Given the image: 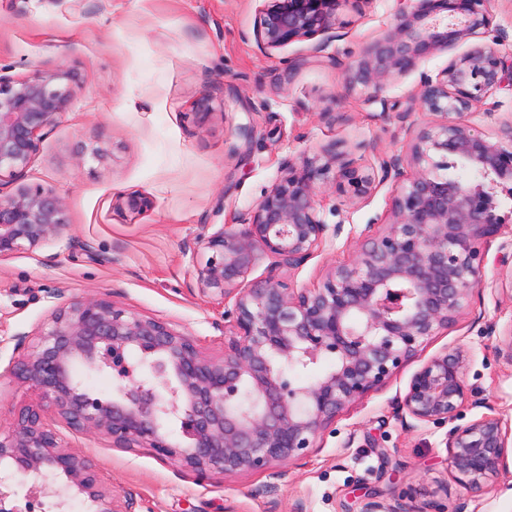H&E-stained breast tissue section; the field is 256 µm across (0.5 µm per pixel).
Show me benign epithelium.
Instances as JSON below:
<instances>
[{
	"label": "benign epithelium",
	"mask_w": 512,
	"mask_h": 512,
	"mask_svg": "<svg viewBox=\"0 0 512 512\" xmlns=\"http://www.w3.org/2000/svg\"><path fill=\"white\" fill-rule=\"evenodd\" d=\"M259 11L257 48L270 55L297 41L318 39L320 53L340 37L346 0H271ZM391 31L368 42L344 70L346 84L388 109L387 81L459 43L468 44L436 77L424 76L415 104L436 116L404 156L380 162L382 179L398 183L388 221L364 235L356 259L330 269L317 288H295L282 270L303 266L344 221L327 224L315 185L332 169L336 190L367 196L374 179L332 145L325 161L288 165L240 224H221L195 239L196 285L234 299L224 311V354L201 355L196 342L154 317L131 313L107 297H83L55 307L37 334H16L0 381L17 378L40 401L0 427V465L21 476L41 475L21 507L0 481V512H35L43 495L54 512H69L84 495L94 512H124L101 483L94 462L67 449L47 416L78 433H94L114 448H147L197 476L263 472L305 459L352 404L384 385L422 345L458 321L474 291L494 287L484 271L489 244L509 220L497 196L512 198V121L492 140L464 112L494 92L512 90L507 33L492 28L497 0H397ZM73 75L59 69L26 78L0 75V173L22 175L46 129L68 111ZM464 166L479 180L448 178ZM412 174H407V170ZM64 200L53 190L21 187L0 195V261L34 253L67 236ZM267 274L250 278L262 261ZM325 358L330 369L313 382L302 374ZM468 358L437 354L411 375L396 412L402 421L445 424L467 403ZM112 375L109 397L92 392L77 368ZM150 369L154 379L141 377ZM512 428L495 411L453 426L446 441L456 480L477 495L508 471ZM408 487L364 512H413Z\"/></svg>",
	"instance_id": "benign-epithelium-1"
}]
</instances>
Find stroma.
<instances>
[{"label": "stroma", "instance_id": "stroma-1", "mask_svg": "<svg viewBox=\"0 0 512 512\" xmlns=\"http://www.w3.org/2000/svg\"><path fill=\"white\" fill-rule=\"evenodd\" d=\"M264 0H0V73L27 77L59 68L74 75L68 112L45 130L21 177H0V193L22 186L54 190L67 206L69 238L0 262V360L19 332L37 333L66 298L109 296L130 312L159 318L195 340L201 354L224 352V301L202 292L190 274L195 238L208 224H237L288 166L335 145L356 166L379 174L382 156L405 154L433 120L412 108L421 75L450 58L435 54L418 70L391 78L385 92L406 122L383 116L361 89L343 80L368 40L394 24L396 0H349L339 11L344 36L317 56L299 41L266 55L253 30ZM512 118V92L500 90L467 114L488 136ZM101 150L94 159L93 150ZM397 182H375L362 200L318 181L319 215L344 219L290 278L318 287L325 272L351 263L359 235L382 225ZM148 200L136 213L128 196ZM92 251H83L82 242ZM512 224L493 240L485 267L495 289L475 291L458 322L422 347L418 361L464 350L465 383L483 407L464 406L462 421L495 408L512 424V362L496 345L512 331V268L498 264ZM494 335H485L488 325ZM409 363L350 406L310 457L261 474L199 477L143 448H115L102 436L66 433L71 451L89 457L131 512H361L367 497L392 499L406 487L415 512H512V476L473 496L448 464L447 426L407 427L394 404L417 368Z\"/></svg>", "mask_w": 512, "mask_h": 512}]
</instances>
